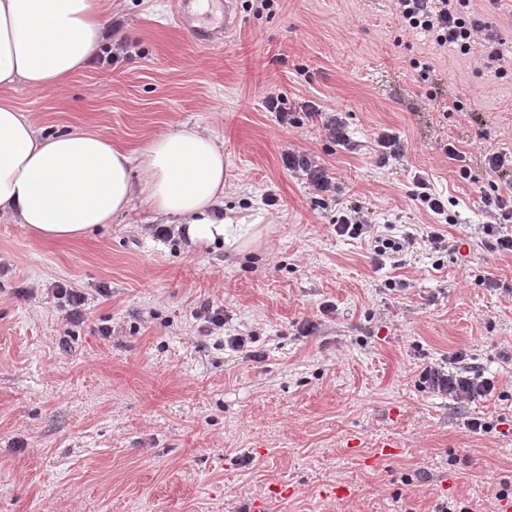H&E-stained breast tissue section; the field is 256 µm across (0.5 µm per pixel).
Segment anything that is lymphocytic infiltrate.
<instances>
[{"label": "lymphocytic infiltrate", "instance_id": "obj_1", "mask_svg": "<svg viewBox=\"0 0 512 512\" xmlns=\"http://www.w3.org/2000/svg\"><path fill=\"white\" fill-rule=\"evenodd\" d=\"M392 2L402 31L424 34L435 51L452 48L472 56L476 74L489 73L499 80L512 77V53L505 52L492 22L470 11V0ZM265 108L275 113L282 127L298 128L308 119L318 122L329 143L346 149L354 146L349 126L341 113L324 111L308 102L304 105V114L299 116L291 111L281 94L273 91L265 97ZM284 166L312 190L319 203L336 201L339 184L319 156L292 151L285 156ZM481 166L487 176V185L480 196L482 244L492 255L512 253V231L507 228L508 222L512 221V157L488 152L483 154ZM411 184L410 200L418 209L432 213L437 227L420 234L407 229L386 234L380 231L373 211L354 204L337 209L332 219L337 236L367 240L372 259L380 267L389 260L407 255L420 240L427 242L436 253L456 250V242L448 239L442 227L457 223V213L449 210L447 199L436 191L425 174L414 173ZM418 385L460 404L491 395L495 389L494 380L475 369L463 349L452 352L442 362L425 364L418 374Z\"/></svg>", "mask_w": 512, "mask_h": 512}]
</instances>
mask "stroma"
<instances>
[{
	"mask_svg": "<svg viewBox=\"0 0 512 512\" xmlns=\"http://www.w3.org/2000/svg\"><path fill=\"white\" fill-rule=\"evenodd\" d=\"M176 12V0H115L118 28L91 65L61 88L0 94L42 134L93 129L129 150L199 127L224 151L225 211L271 231L234 257L155 238L143 202L63 242L0 220V512H247L274 485L292 493L267 512H433L446 498L493 512L512 494V254L482 249L476 177L481 152L512 154V81L402 34L392 0H276L260 14L238 0L237 31L205 44L209 21L190 29ZM413 58L432 65L429 81ZM272 90L296 109L343 112L358 149L315 122L282 128L264 108ZM385 130L408 150L379 168ZM451 140L473 180L443 152ZM291 149L324 160L342 204L398 225L430 224L408 197L414 173L428 174L456 203L446 230L460 251L421 245L400 268H377L284 168ZM58 281L85 293V323L63 320ZM208 304L255 336L261 360L208 334ZM317 318L320 331L301 335ZM460 348L495 378L493 394L457 405L421 391L422 364ZM468 416L491 431L469 432ZM383 441L399 454L368 468ZM345 484L355 496H330Z\"/></svg>",
	"mask_w": 512,
	"mask_h": 512,
	"instance_id": "stroma-1",
	"label": "stroma"
}]
</instances>
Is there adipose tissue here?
Returning a JSON list of instances; mask_svg holds the SVG:
<instances>
[{
	"mask_svg": "<svg viewBox=\"0 0 512 512\" xmlns=\"http://www.w3.org/2000/svg\"><path fill=\"white\" fill-rule=\"evenodd\" d=\"M112 0H0V219L36 237L73 239L106 227L134 201L179 225L190 245L257 247L268 228L224 213V153L182 126L140 152L100 133L40 134L2 90L63 87L108 41Z\"/></svg>",
	"mask_w": 512,
	"mask_h": 512,
	"instance_id": "1",
	"label": "adipose tissue"
}]
</instances>
